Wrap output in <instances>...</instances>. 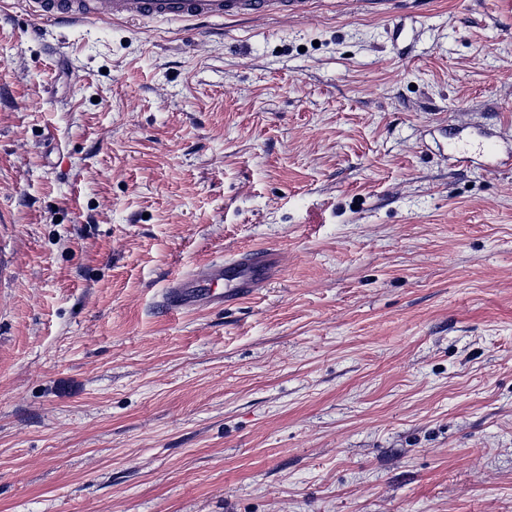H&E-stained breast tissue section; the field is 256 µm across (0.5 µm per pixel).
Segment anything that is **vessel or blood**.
Returning <instances> with one entry per match:
<instances>
[{"mask_svg":"<svg viewBox=\"0 0 512 512\" xmlns=\"http://www.w3.org/2000/svg\"><path fill=\"white\" fill-rule=\"evenodd\" d=\"M38 18L75 23L88 19L215 22L233 17L295 15L308 0H33ZM278 268L276 253L255 249L175 279L163 294L171 315L199 307H224L251 296Z\"/></svg>","mask_w":512,"mask_h":512,"instance_id":"b4317fda","label":"vessel or blood"}]
</instances>
